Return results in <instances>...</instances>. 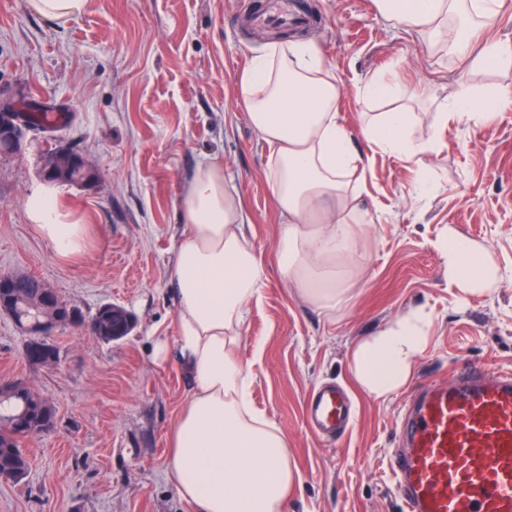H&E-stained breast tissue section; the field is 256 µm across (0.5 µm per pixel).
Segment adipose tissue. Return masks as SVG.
<instances>
[{
    "label": "adipose tissue",
    "mask_w": 512,
    "mask_h": 512,
    "mask_svg": "<svg viewBox=\"0 0 512 512\" xmlns=\"http://www.w3.org/2000/svg\"><path fill=\"white\" fill-rule=\"evenodd\" d=\"M379 14L414 32L437 53L467 65L460 91L439 102L436 121L486 122L512 109V43L488 38L506 0H376ZM500 75L488 86L485 75ZM268 150L271 187L282 218L278 236L285 282L326 317L349 298L353 284L330 274L354 261L363 222L352 179L368 158L340 122L341 88L321 49L289 39L254 54L236 86ZM411 113L383 112L360 135L408 161L432 153V140L409 133ZM185 226L167 268L178 311L175 341L195 381L176 419L168 477L195 512H287L301 482L286 433L251 405V371L239 358L245 316L259 304L265 271L250 245L242 198L224 176V161H201L179 193ZM27 211L38 232L64 257L86 252L81 220L59 211L52 190L31 196ZM448 279L467 293H485L502 279L485 250L456 232L438 242ZM431 312L417 307L349 350L357 387L382 399L402 389L428 344Z\"/></svg>",
    "instance_id": "obj_1"
}]
</instances>
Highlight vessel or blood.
I'll return each mask as SVG.
<instances>
[{
  "mask_svg": "<svg viewBox=\"0 0 512 512\" xmlns=\"http://www.w3.org/2000/svg\"><path fill=\"white\" fill-rule=\"evenodd\" d=\"M313 431L332 434L350 419L333 387L305 405ZM390 474L403 512H512V373L461 365L446 384L407 400Z\"/></svg>",
  "mask_w": 512,
  "mask_h": 512,
  "instance_id": "vessel-or-blood-1",
  "label": "vessel or blood"
}]
</instances>
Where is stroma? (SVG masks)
<instances>
[{
	"mask_svg": "<svg viewBox=\"0 0 512 512\" xmlns=\"http://www.w3.org/2000/svg\"><path fill=\"white\" fill-rule=\"evenodd\" d=\"M303 5L321 18L308 36L341 86L340 121L355 131L377 113L361 88L400 56L412 133L435 144L416 163L357 140L370 159L359 203L371 221L354 243L355 293L332 320L280 276L267 151L236 92L248 59L279 41L289 0H88L67 23L46 21L28 0H0V100L63 116L56 131L29 130L21 151L0 156V274L34 275L84 316L115 303L134 321L112 342L57 328L49 341L60 357L46 366L24 358L26 335L0 314V380L23 381L56 413L50 434L24 440L28 474L0 483V512H193L167 468L169 432L194 383L175 345L162 359L156 351L177 311L166 269L182 232L179 191L208 154L224 159L266 272L241 357L255 407L295 450L302 480L288 512H401L389 455L406 393L376 399L356 387L348 350L359 337L423 305L433 323L409 387L447 382L462 362L512 371V110L440 128L435 103L456 92L464 62L434 56L374 0ZM59 144L76 146L95 174L89 185L54 188L58 208L87 227L88 249L72 259L57 255L26 209ZM425 168L433 189L419 195ZM451 229L487 250L504 274L498 288L469 294L449 282L435 245ZM325 382L340 385L353 409L330 440L304 424L306 400Z\"/></svg>",
	"mask_w": 512,
	"mask_h": 512,
	"instance_id": "1",
	"label": "stroma"
}]
</instances>
